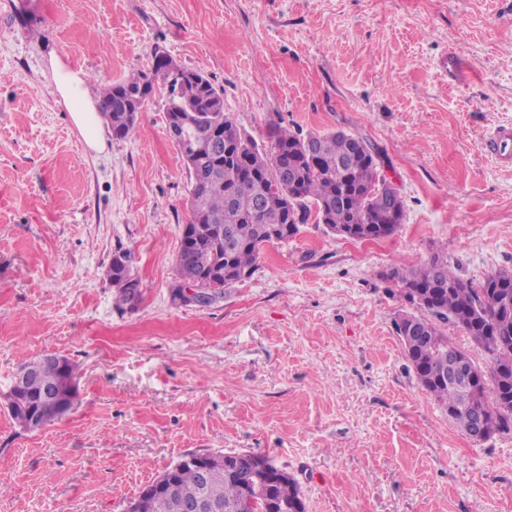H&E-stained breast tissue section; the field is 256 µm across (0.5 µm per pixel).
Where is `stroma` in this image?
<instances>
[{
  "label": "stroma",
  "instance_id": "obj_1",
  "mask_svg": "<svg viewBox=\"0 0 512 512\" xmlns=\"http://www.w3.org/2000/svg\"><path fill=\"white\" fill-rule=\"evenodd\" d=\"M204 73L259 144L271 126L364 138L404 201L391 237L308 222L208 307L173 303L190 182L166 92L87 148L51 55L92 89ZM512 0H0V512H125L191 452H253L305 512H512V433L473 441L419 383L381 273L447 258L512 270ZM128 253L136 309L107 270ZM77 366L74 409L27 431L7 396L31 356ZM488 147L501 165L512 166V127L495 126Z\"/></svg>",
  "mask_w": 512,
  "mask_h": 512
}]
</instances>
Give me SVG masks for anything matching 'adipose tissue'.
Wrapping results in <instances>:
<instances>
[{"instance_id": "1", "label": "adipose tissue", "mask_w": 512, "mask_h": 512, "mask_svg": "<svg viewBox=\"0 0 512 512\" xmlns=\"http://www.w3.org/2000/svg\"><path fill=\"white\" fill-rule=\"evenodd\" d=\"M50 66L54 92L64 103L72 124L89 148L103 149L104 121L99 102L90 94L88 72L56 55L51 56Z\"/></svg>"}]
</instances>
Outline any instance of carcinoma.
I'll use <instances>...</instances> for the list:
<instances>
[{"mask_svg": "<svg viewBox=\"0 0 512 512\" xmlns=\"http://www.w3.org/2000/svg\"><path fill=\"white\" fill-rule=\"evenodd\" d=\"M169 56L156 49L153 68L112 84L103 91V112L112 134L124 138L135 129L128 115L130 94L142 93V109L154 90L155 77ZM166 120L187 109L196 113L194 137L199 145L195 162L187 167L191 189L188 199L191 234L182 237L176 270L186 269L203 279L202 286L224 293L249 278L265 246L286 243L311 218L331 232L355 228L357 234L377 238L393 235L395 219L404 217L402 198L382 187L381 172L373 151H357L355 137L344 132L310 133L305 137L283 127L269 134V145L260 146L224 112L221 94L200 71L179 66L168 72ZM218 131L221 151L212 146ZM109 281L118 304L130 308L134 296L124 269L110 267ZM391 293L420 315L400 313L394 330L422 387L441 404L448 417L465 433L482 417L485 438L512 431V271L499 270L475 285L460 278L436 255L419 267L393 266ZM451 325L465 331L487 358L485 367L468 362L469 378L445 374L451 360L468 358L444 333ZM21 367L37 371L46 383L69 379L77 367L50 363L34 356ZM10 416L27 426L29 413L39 412V428L60 418L55 409L42 407V388L31 383L21 401L9 400ZM248 454L238 471L226 473L211 467L204 485L205 497L227 508L253 494L262 483L269 489L265 512H305L294 480H273L271 472L252 469ZM176 487L194 492L200 477L191 465L174 474ZM140 512H185L182 498L168 492L141 500Z\"/></svg>", "mask_w": 512, "mask_h": 512, "instance_id": "1", "label": "carcinoma"}]
</instances>
